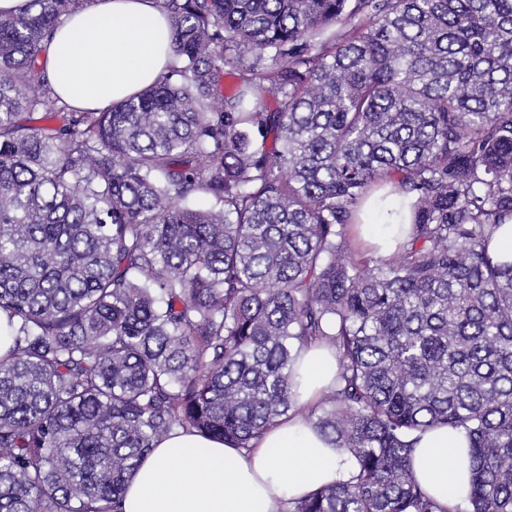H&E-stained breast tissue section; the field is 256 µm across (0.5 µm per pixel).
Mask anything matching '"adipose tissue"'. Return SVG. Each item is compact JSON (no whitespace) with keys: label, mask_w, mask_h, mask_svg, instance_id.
Returning a JSON list of instances; mask_svg holds the SVG:
<instances>
[{"label":"adipose tissue","mask_w":512,"mask_h":512,"mask_svg":"<svg viewBox=\"0 0 512 512\" xmlns=\"http://www.w3.org/2000/svg\"><path fill=\"white\" fill-rule=\"evenodd\" d=\"M173 56V31L156 0H89L55 29L41 64L55 94L103 109L152 85ZM295 393L315 401L336 375L330 352L311 350ZM352 455L300 418L282 419L255 448L177 433L158 442L128 484L122 512H281L285 501L350 479ZM412 468L436 500L453 506L470 488L468 443L437 427L421 435Z\"/></svg>","instance_id":"ef3b65f1"}]
</instances>
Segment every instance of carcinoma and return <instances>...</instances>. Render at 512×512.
Masks as SVG:
<instances>
[{"instance_id": "1", "label": "carcinoma", "mask_w": 512, "mask_h": 512, "mask_svg": "<svg viewBox=\"0 0 512 512\" xmlns=\"http://www.w3.org/2000/svg\"><path fill=\"white\" fill-rule=\"evenodd\" d=\"M86 2L0 18V512H121L171 432L291 412L357 467L285 512H512V0H157L174 62L99 111L40 64ZM313 346L335 384L300 405ZM440 425L466 510L413 474Z\"/></svg>"}]
</instances>
